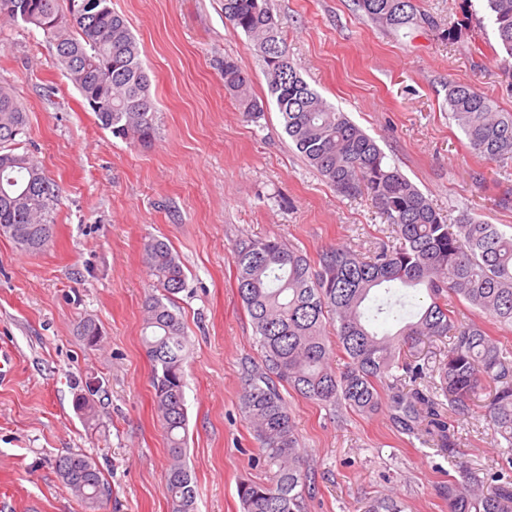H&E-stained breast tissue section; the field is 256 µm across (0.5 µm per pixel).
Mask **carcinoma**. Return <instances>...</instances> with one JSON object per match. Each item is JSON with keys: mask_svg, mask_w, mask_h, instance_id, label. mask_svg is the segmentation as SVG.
<instances>
[{"mask_svg": "<svg viewBox=\"0 0 512 512\" xmlns=\"http://www.w3.org/2000/svg\"><path fill=\"white\" fill-rule=\"evenodd\" d=\"M36 5L22 16L23 2ZM497 48L508 57L512 80V0H487ZM373 22L398 30L418 24L413 0H357ZM0 18L39 28L53 42L67 78L88 103L98 124L131 145L155 136L156 106L137 41L110 0H0ZM224 18L258 52L269 94L284 128L310 166L344 196H365L388 219L399 247L366 259L344 245L318 260L278 239H246L235 248L237 290L263 349V365L247 373L240 409L258 445L257 464L268 481L239 483L244 512H305L315 476L298 448L295 422L277 383L325 407L369 415L388 401L392 420L410 436L439 437L453 460L459 454L456 420L476 408L493 431L504 467L494 474L460 471L441 487L448 512H512V350L499 344L486 323L451 315L448 297L464 300L503 331L512 329V233L467 212L450 224L376 141L336 110L304 80L279 34L269 0H224ZM224 91L247 118L264 112L237 61L221 63ZM448 108L473 151L489 162L512 163V115L496 111L474 87L448 82ZM28 115L13 91L0 85V236L28 252L54 237L58 185L36 157L18 151ZM144 263L161 295L146 298L142 342L152 363L153 402L165 432L169 464L164 486L170 512H196V492L185 464L187 407L186 332L177 295L186 274L179 256L162 239L144 244ZM421 287L414 318L399 323L405 307L399 289ZM382 290L372 309L364 303ZM85 345L96 347L102 330L92 318L78 326ZM450 338L437 366L435 390L400 387L424 366L409 359L426 342ZM343 360L336 367L333 356ZM88 388L74 407L95 428ZM62 483L85 507L98 512L110 489L94 460L61 457ZM361 512H402L392 498H375Z\"/></svg>", "mask_w": 512, "mask_h": 512, "instance_id": "cac0c4a2", "label": "carcinoma"}]
</instances>
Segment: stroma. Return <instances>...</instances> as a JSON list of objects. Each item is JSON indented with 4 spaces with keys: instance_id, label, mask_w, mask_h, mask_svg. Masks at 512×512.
I'll use <instances>...</instances> for the list:
<instances>
[{
    "instance_id": "35a3bbf8",
    "label": "stroma",
    "mask_w": 512,
    "mask_h": 512,
    "mask_svg": "<svg viewBox=\"0 0 512 512\" xmlns=\"http://www.w3.org/2000/svg\"><path fill=\"white\" fill-rule=\"evenodd\" d=\"M426 24L390 30L355 0H270L301 75L371 135L388 160L455 221L461 212L512 231V165L480 158L452 119L447 85L476 88L512 114V80L493 48L486 0H415ZM136 36L152 81L157 131L132 146L101 129L56 61L43 31L0 23V84L29 115L27 147L60 188L55 235L41 252L0 236V512H85L63 486L58 457H92L112 495L101 512H169L166 440L141 342L153 278L147 241H168L187 274L178 306L186 325V464L197 512H243L237 485L270 476L239 407L246 368L263 356L237 293L234 248L279 239L310 257L343 244L368 257L397 246L370 200L345 197L309 167L269 102L260 58L224 19V0H112ZM237 59L267 100L242 117L224 94L219 63ZM101 327L84 345L79 323ZM100 383L97 429L73 402ZM299 446L316 475L306 512H355L381 495L404 512H448L438 493L465 465L502 466L482 413L455 423L457 463L434 443H410L388 409L360 415L282 388Z\"/></svg>"
}]
</instances>
